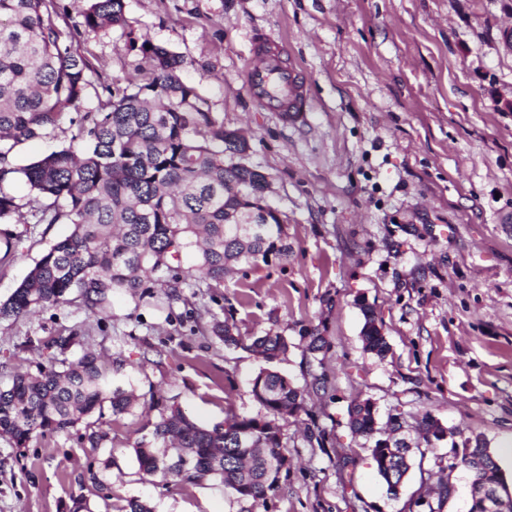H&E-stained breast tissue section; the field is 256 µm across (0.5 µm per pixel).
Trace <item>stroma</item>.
Returning <instances> with one entry per match:
<instances>
[{
  "mask_svg": "<svg viewBox=\"0 0 512 512\" xmlns=\"http://www.w3.org/2000/svg\"><path fill=\"white\" fill-rule=\"evenodd\" d=\"M125 28L74 42L97 92L143 82L148 66L130 41H149L186 61L182 78L245 156L267 174L282 214L287 260L236 265L220 287L183 288L193 307L157 309L113 290L109 316L77 294L0 319V386L34 369L40 354L78 361L121 359L116 378L135 397L105 414L98 444L83 426L16 447L0 436V512H123L128 500L155 512H468L471 477L453 443L486 440L512 487V0H125ZM286 43L308 80L310 110L288 125L262 110L243 72L254 33ZM64 224H0V302L6 301ZM374 308L389 344L366 352L362 305ZM242 339L286 336L277 368L307 380L304 328L330 349L327 390L306 402L335 447L304 439L290 419L292 467L275 495L256 503L210 480L176 487L143 473L134 448L151 442L154 402L178 404L213 425L225 407L252 416L250 382L264 368L252 351L210 335L212 319ZM76 332L65 350L54 338ZM371 399L379 422L404 420L420 438L431 415L449 439L413 452L398 497L388 498L372 443L351 431L348 407ZM448 484L452 493L439 500Z\"/></svg>",
  "mask_w": 512,
  "mask_h": 512,
  "instance_id": "35a3bbf8",
  "label": "stroma"
}]
</instances>
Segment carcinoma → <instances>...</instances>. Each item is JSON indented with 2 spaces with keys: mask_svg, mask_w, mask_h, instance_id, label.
Wrapping results in <instances>:
<instances>
[{
  "mask_svg": "<svg viewBox=\"0 0 512 512\" xmlns=\"http://www.w3.org/2000/svg\"><path fill=\"white\" fill-rule=\"evenodd\" d=\"M80 29L108 32L126 25L125 0H87ZM57 0H0V183L22 176L31 196L24 205L0 190V224H68L70 232L41 255L8 300L0 318L19 317L56 305L72 291L93 314H107L110 293L125 290L133 299L154 297L153 288H177L201 277L217 286L233 265L288 258L291 246L279 210L266 200L267 177L243 162L247 143L224 129L205 108L195 88L184 83V59L166 48L130 41L150 63L140 84H114L93 112L81 111L90 85L89 61L66 43ZM69 122L70 145L17 167L15 148L53 135ZM186 253L196 264L183 267ZM366 350L379 356L388 346L376 313L363 308ZM210 332L226 344L241 345L230 327L212 320ZM309 383L295 386L286 375L261 369L251 394L260 407L254 416L224 411V421L201 426L180 407L159 409L153 437L161 451L140 443L134 448L140 469L184 487L219 478L239 499L255 502L280 488L290 459L283 427L305 407L308 390H323V355L328 341L320 329L307 328ZM247 349L268 363L288 353L287 338L277 332L256 336ZM128 412L134 398L112 385V375L94 355L64 365L55 357L41 362L37 374H17L0 388V435L25 448L102 410ZM352 431L374 440L371 455L385 484L389 472L381 459L392 458L398 475L409 470L395 454L409 444L395 436L399 417L377 427L369 400L349 410ZM423 439L440 440L444 427L430 415L420 423ZM309 443H332L326 429L312 424ZM461 462L472 483L508 494L494 458H484L488 443L463 442Z\"/></svg>",
  "mask_w": 512,
  "mask_h": 512,
  "instance_id": "1",
  "label": "carcinoma"
}]
</instances>
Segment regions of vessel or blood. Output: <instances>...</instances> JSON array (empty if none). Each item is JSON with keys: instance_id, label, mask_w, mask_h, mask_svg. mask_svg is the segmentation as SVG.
<instances>
[{"instance_id": "1", "label": "vessel or blood", "mask_w": 512, "mask_h": 512, "mask_svg": "<svg viewBox=\"0 0 512 512\" xmlns=\"http://www.w3.org/2000/svg\"><path fill=\"white\" fill-rule=\"evenodd\" d=\"M253 59L244 73L250 96L263 109L288 123L298 122L308 108L300 65L286 61L283 42L262 35L252 40Z\"/></svg>"}]
</instances>
